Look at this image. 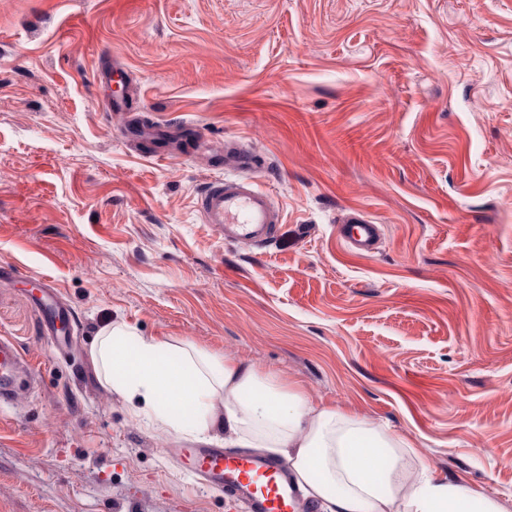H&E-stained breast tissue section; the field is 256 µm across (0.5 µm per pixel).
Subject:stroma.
<instances>
[{
	"label": "stroma",
	"mask_w": 512,
	"mask_h": 512,
	"mask_svg": "<svg viewBox=\"0 0 512 512\" xmlns=\"http://www.w3.org/2000/svg\"><path fill=\"white\" fill-rule=\"evenodd\" d=\"M136 119L252 151L271 239L202 223L239 170L192 142L149 159L115 135ZM348 208L377 253L347 246ZM107 323L298 383L402 437L404 485L512 512V0H0V336L29 364L0 400V512H243L104 383ZM338 224L343 225L344 237L358 250L372 252L380 238L378 224L356 209L345 210ZM38 305L44 312L47 332L53 336L54 332L58 330L61 319L69 313L60 305L55 288H45L43 301Z\"/></svg>",
	"instance_id": "35a3bbf8"
}]
</instances>
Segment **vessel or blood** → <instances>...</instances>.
Wrapping results in <instances>:
<instances>
[{"label":"vessel or blood","mask_w":512,"mask_h":512,"mask_svg":"<svg viewBox=\"0 0 512 512\" xmlns=\"http://www.w3.org/2000/svg\"><path fill=\"white\" fill-rule=\"evenodd\" d=\"M203 223L224 231L230 243L259 244L270 238L283 213L272 194L258 180L218 179L198 197ZM341 222L346 240L358 250L373 251L379 238L377 224L356 209L345 210ZM41 308L46 329L56 332L68 311L55 289H45ZM21 353L0 337V397L9 398L13 373L22 363ZM182 466L215 490L234 495L246 512H316L313 501L299 497L285 462L269 456L239 454L202 445L177 449Z\"/></svg>","instance_id":"vessel-or-blood-1"}]
</instances>
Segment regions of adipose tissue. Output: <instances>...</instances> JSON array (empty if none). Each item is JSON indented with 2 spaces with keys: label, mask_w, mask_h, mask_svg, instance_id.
Segmentation results:
<instances>
[{
  "label": "adipose tissue",
  "mask_w": 512,
  "mask_h": 512,
  "mask_svg": "<svg viewBox=\"0 0 512 512\" xmlns=\"http://www.w3.org/2000/svg\"><path fill=\"white\" fill-rule=\"evenodd\" d=\"M91 356L133 416L179 437L221 430L236 446L281 455L325 512H501L494 500L446 480L427 477L403 492L402 438L310 405L277 375L121 324L98 331Z\"/></svg>",
  "instance_id": "adipose-tissue-1"
}]
</instances>
